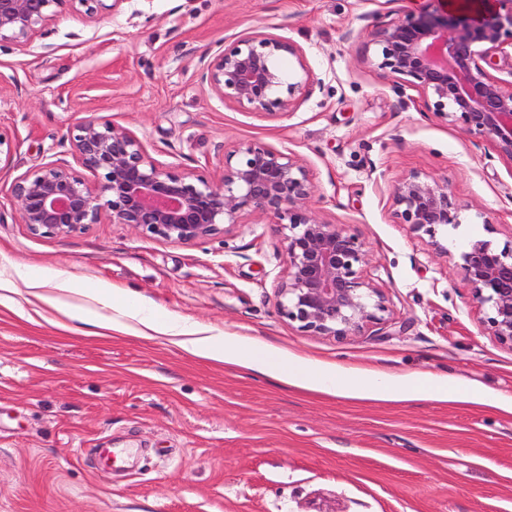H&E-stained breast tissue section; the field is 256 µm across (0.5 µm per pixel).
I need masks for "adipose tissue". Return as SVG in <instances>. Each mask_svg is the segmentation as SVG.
<instances>
[{"label":"adipose tissue","instance_id":"ef3b65f1","mask_svg":"<svg viewBox=\"0 0 512 512\" xmlns=\"http://www.w3.org/2000/svg\"><path fill=\"white\" fill-rule=\"evenodd\" d=\"M177 344L195 357L235 362L261 374L280 376L291 383L303 382L310 377L309 368L304 363L283 361L264 349L252 352L232 347L226 345L220 336H199L194 330L188 329ZM359 390L383 399H446L450 396L447 380L432 375H417L407 379L373 375L360 385Z\"/></svg>","mask_w":512,"mask_h":512}]
</instances>
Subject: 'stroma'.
Segmentation results:
<instances>
[{"instance_id": "1", "label": "stroma", "mask_w": 512, "mask_h": 512, "mask_svg": "<svg viewBox=\"0 0 512 512\" xmlns=\"http://www.w3.org/2000/svg\"><path fill=\"white\" fill-rule=\"evenodd\" d=\"M435 0H123L68 7L23 50L0 48V512H512V347L480 320L472 290L426 235L397 223L390 190L419 173L464 205L450 251L512 244V161L393 90L369 59L378 22ZM287 39L314 82L292 114L220 102L199 80L223 41ZM109 121L148 154L207 179L258 141L309 170L311 208L366 243L388 321L361 336L301 332L278 312L285 254L272 219L170 243L109 220L32 234L10 188L72 156L69 128ZM63 317L32 296L61 280ZM114 307L274 348L355 381L447 378L454 399L389 401L283 383L198 359L169 337L91 335ZM113 445L107 475L81 450Z\"/></svg>"}]
</instances>
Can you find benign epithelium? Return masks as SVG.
Listing matches in <instances>:
<instances>
[{"instance_id": "7a95c632", "label": "benign epithelium", "mask_w": 512, "mask_h": 512, "mask_svg": "<svg viewBox=\"0 0 512 512\" xmlns=\"http://www.w3.org/2000/svg\"><path fill=\"white\" fill-rule=\"evenodd\" d=\"M123 0H0V43L24 50L61 10L78 4L92 17ZM512 42V0H447L435 9L408 12L372 32L370 64L427 98V109L471 136L488 140L512 160V90L489 70ZM294 57L299 70L280 61ZM200 81L221 102L268 115H287L313 84L298 49L264 34L235 38L203 61ZM72 157L93 180L65 162L44 164L18 177L11 195L22 223L36 235L84 230L106 218L163 241L190 245L228 234L244 216L260 214L278 224L285 248L279 313L304 333L347 338L384 324L385 295L364 272L365 243L321 220L308 206L315 191L307 168L262 143H243L224 155L221 177L210 181L180 167L164 166L142 141L111 122L82 120L69 132ZM394 215L439 255L441 239L462 223V206L448 186L419 174L391 189ZM454 265L485 313L483 324L512 347V245L501 250L474 239Z\"/></svg>"}]
</instances>
